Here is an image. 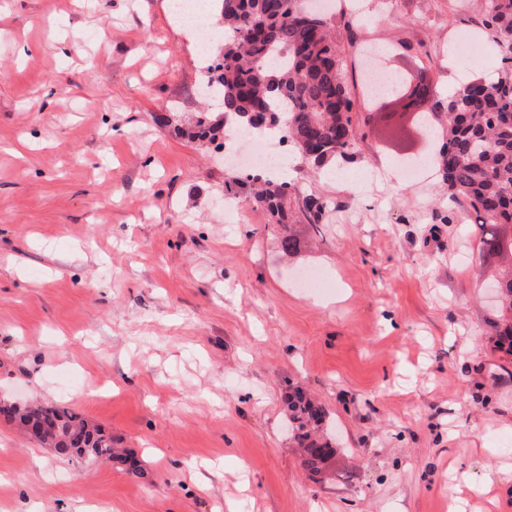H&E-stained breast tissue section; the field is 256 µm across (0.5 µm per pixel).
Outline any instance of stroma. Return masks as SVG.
Returning a JSON list of instances; mask_svg holds the SVG:
<instances>
[{"label": "stroma", "instance_id": "stroma-1", "mask_svg": "<svg viewBox=\"0 0 512 512\" xmlns=\"http://www.w3.org/2000/svg\"><path fill=\"white\" fill-rule=\"evenodd\" d=\"M365 10L329 16L365 138L331 170L291 156L288 256L225 192L247 167L159 122L202 100L170 0H0V400L66 403L145 473L0 421V512H512V357L483 300L501 263L436 178L388 173L424 139L360 92L372 46L441 100L504 51L476 0ZM296 386L336 439L315 477L288 436Z\"/></svg>", "mask_w": 512, "mask_h": 512}]
</instances>
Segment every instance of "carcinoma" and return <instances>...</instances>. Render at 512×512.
I'll list each match as a JSON object with an SVG mask.
<instances>
[{
	"label": "carcinoma",
	"mask_w": 512,
	"mask_h": 512,
	"mask_svg": "<svg viewBox=\"0 0 512 512\" xmlns=\"http://www.w3.org/2000/svg\"><path fill=\"white\" fill-rule=\"evenodd\" d=\"M212 22L224 32L213 46L222 59L218 70L206 68L205 80L220 85L222 112H198L183 121L161 116L159 122L178 135L222 146L220 139L236 128L257 131L248 121L256 114L267 130L283 133L301 159L316 167L331 166L359 150L362 139L353 122L351 89L326 17L307 7V0H211ZM486 25L494 30L512 60V0H487ZM408 108L421 110V124L431 126L428 111L444 110L439 175L454 198L463 199L486 227L481 243L490 254L512 252L497 233L512 224V68L495 80L468 82L463 92L433 101L422 78L409 94ZM234 184L253 194L273 224L290 223L285 204L288 183L271 178H238ZM327 202L308 195L303 213L312 224L325 222ZM494 280L501 294L497 348L512 355V263ZM5 422L44 426L38 443L65 457L97 458L139 479L142 471L128 455L112 447V436L90 424L69 406L33 402L3 410ZM325 412L301 387L288 396V435L302 450V465L322 472L336 453V439L319 434Z\"/></svg>",
	"instance_id": "obj_1"
}]
</instances>
